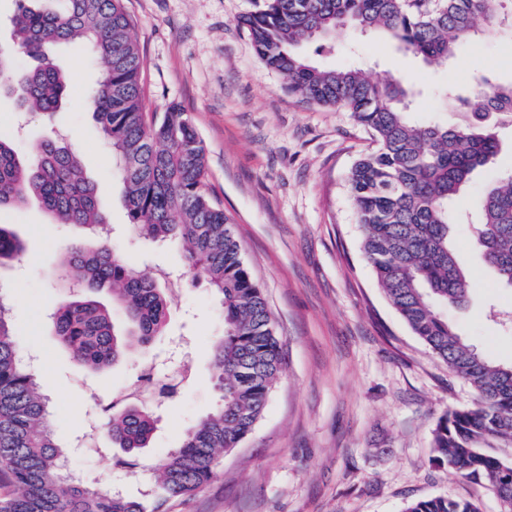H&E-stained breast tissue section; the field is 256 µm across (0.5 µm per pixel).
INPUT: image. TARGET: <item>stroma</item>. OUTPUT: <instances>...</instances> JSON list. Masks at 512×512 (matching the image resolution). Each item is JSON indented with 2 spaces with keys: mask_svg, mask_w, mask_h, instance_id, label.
Wrapping results in <instances>:
<instances>
[{
  "mask_svg": "<svg viewBox=\"0 0 512 512\" xmlns=\"http://www.w3.org/2000/svg\"><path fill=\"white\" fill-rule=\"evenodd\" d=\"M264 0H124L142 58L145 110L177 104L206 148V183L223 207L244 260L271 311L285 358L265 411L240 448L225 455L217 476L164 512H402L407 501L450 496L500 512L485 485L432 461L439 419L475 400L392 308L367 263L349 174L373 147L371 134L343 108L307 102L286 77L265 66L241 20ZM52 55L70 74L64 107L53 123L82 158L99 188L112 243L137 274L166 278L172 301L169 334L151 350L102 372L78 367L50 331L48 315L65 286L63 257L76 237L36 207L0 213L27 251L0 270L15 298L21 347L36 358L69 464L88 482L141 497L155 485L167 451L211 410V341L224 331L222 310L205 284L182 273L181 251L135 233L121 202L122 184L87 105L99 67L82 43ZM327 68L364 69L372 78L411 71L409 120L452 124L458 115L439 95L473 78L512 82V39H476L445 65L427 64L375 33H336ZM501 149L454 199L472 219L484 187L512 170V129ZM453 246L469 274L466 304L445 307L455 331L494 362L512 364V331L490 309L512 310V288L483 261L471 223L453 225ZM192 371L182 380L178 364ZM152 363L172 398L158 408V429L134 470L116 464L119 448L75 447L90 427L104 426L98 405L125 395L143 363Z\"/></svg>",
  "mask_w": 512,
  "mask_h": 512,
  "instance_id": "1",
  "label": "stroma"
}]
</instances>
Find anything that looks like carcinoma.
<instances>
[{"label": "carcinoma", "instance_id": "obj_1", "mask_svg": "<svg viewBox=\"0 0 512 512\" xmlns=\"http://www.w3.org/2000/svg\"><path fill=\"white\" fill-rule=\"evenodd\" d=\"M27 2L18 0L11 39L39 65L18 72L0 48V97L51 121L69 81L49 48L75 40L90 48L100 76L88 102L123 184L129 224L147 239L182 245L185 269L222 307L224 334L212 346L216 407L168 451L157 475L161 493L129 500L71 475L50 400L0 294V474L18 489L0 500V512H161L165 501L210 482L223 456L251 433L282 373L281 339L224 209L206 192V150L189 114L170 105L161 118H146L142 61L123 0H62L60 10ZM505 13L512 14V0H265L243 24L259 58L293 90L348 109L370 131L375 148L349 176L364 254L410 331L476 395L473 407L452 410L437 423L434 460L488 485L503 512H512V457L487 453L495 445L512 447V365L492 362L462 339L438 308L462 304L468 295L448 205L497 155L499 128L512 127V84L482 74L471 93L444 88L440 95L459 121L417 126L407 118L410 84L373 80L357 68H322L302 52L307 45L318 56L333 52L336 31L348 27L387 35L424 61L444 64L475 38L512 35V25L500 23ZM31 203L80 231L64 259L68 289L50 313L53 335L75 363L103 371L130 357L132 340L148 349L165 331L170 295L157 279L134 274L103 236L98 186L53 129L23 149L0 136V211ZM480 208L478 244L500 282L512 288V175L485 188ZM25 252L13 225L0 224V269ZM103 290L111 294L109 305L97 299ZM116 311L124 316L121 326ZM156 422L150 403L134 395L108 415L106 432L133 457L149 444ZM403 512L480 510L467 499L437 496L410 501Z\"/></svg>", "mask_w": 512, "mask_h": 512}]
</instances>
